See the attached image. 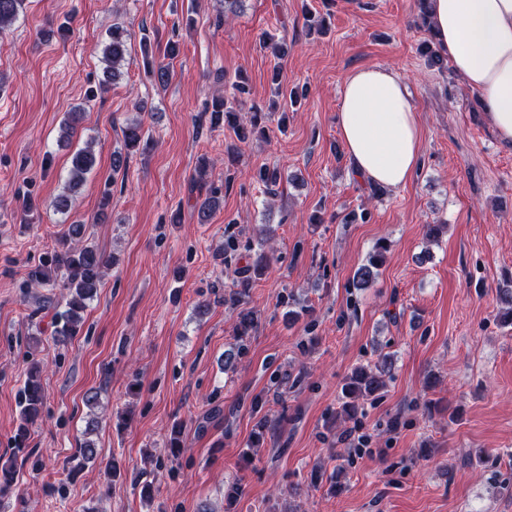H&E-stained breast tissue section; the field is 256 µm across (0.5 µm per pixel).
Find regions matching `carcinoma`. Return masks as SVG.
I'll return each instance as SVG.
<instances>
[{
    "mask_svg": "<svg viewBox=\"0 0 512 512\" xmlns=\"http://www.w3.org/2000/svg\"><path fill=\"white\" fill-rule=\"evenodd\" d=\"M25 0H0V34L13 25L23 13ZM128 53V31L118 25H112L109 30L107 43L103 49V61L105 63L104 80L101 84L107 85L119 80L122 75V67ZM147 71L156 82L166 85L169 81V65L155 58L146 61ZM232 99L215 96L206 104L205 111L212 113L213 120L227 121L234 130L237 139L244 143L249 139L251 131L255 130L261 120L262 112L257 107H252L250 115L246 118L239 116L235 104L243 101L249 94V88L243 81H235L232 84ZM83 119V112L75 109L66 115L61 127V139L70 142L77 135ZM96 165V156L91 145L76 150L71 159L70 177L67 185V193L57 197L56 207L60 211L70 209L72 204L71 192L81 185L88 173ZM210 160L202 159L194 183L206 191V198L201 205V220H206L213 208L223 198V189L208 184L204 181ZM258 178L265 183L269 193L276 194L278 187L284 181V174L278 168L263 167L258 171ZM83 225L73 224L67 234L60 237L57 246L38 264L29 267L26 273V285L29 288H37L45 285H60L66 290L65 306H60L48 296L36 297L37 307L32 315H37L43 310L52 309L53 331L52 334L57 343L65 344L78 332V327L83 319V313L88 302L97 295L98 288L105 276V271L111 263V259L102 253L92 243L83 242ZM271 240L269 225L260 224L255 227L251 241L244 247L240 246L238 239L233 235L224 238V259L228 260L240 255L241 249L252 250V246H258L261 253L253 265H247L236 269V279L232 288L224 292V305L237 311L235 324V336L237 341L234 346L224 352V366L232 368L236 363L244 359L248 353L247 339L258 323L257 312L246 307V298L252 288L253 277L251 272L262 270L269 257L264 252V247ZM387 251L386 241L376 242L366 263L360 265L355 272L353 287L368 288L379 275V267L384 261V253ZM393 356L385 354L372 365H360L352 371L342 388V396L345 398L340 410V417L344 420L354 419L362 411L361 402L372 400L380 396L390 378L393 365ZM45 390L39 377L38 367L28 371L27 379L20 390L18 406L20 417L24 422H32L39 417L44 406ZM20 467L17 459H11L0 465V486L8 487L18 478Z\"/></svg>",
    "mask_w": 512,
    "mask_h": 512,
    "instance_id": "obj_1",
    "label": "carcinoma"
}]
</instances>
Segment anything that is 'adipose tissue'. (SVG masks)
<instances>
[{
  "mask_svg": "<svg viewBox=\"0 0 512 512\" xmlns=\"http://www.w3.org/2000/svg\"><path fill=\"white\" fill-rule=\"evenodd\" d=\"M433 47L476 91L499 138L512 142V0H429ZM341 141L360 178L387 188L413 176L421 132L405 81L392 69H356L344 82Z\"/></svg>",
  "mask_w": 512,
  "mask_h": 512,
  "instance_id": "adipose-tissue-1",
  "label": "adipose tissue"
}]
</instances>
